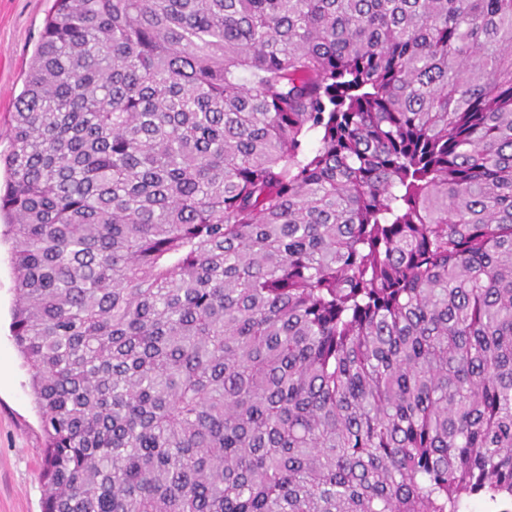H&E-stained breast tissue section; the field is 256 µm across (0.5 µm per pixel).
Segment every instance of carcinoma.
Wrapping results in <instances>:
<instances>
[{
	"mask_svg": "<svg viewBox=\"0 0 512 512\" xmlns=\"http://www.w3.org/2000/svg\"><path fill=\"white\" fill-rule=\"evenodd\" d=\"M13 122L43 512H512V0H54Z\"/></svg>",
	"mask_w": 512,
	"mask_h": 512,
	"instance_id": "carcinoma-1",
	"label": "carcinoma"
}]
</instances>
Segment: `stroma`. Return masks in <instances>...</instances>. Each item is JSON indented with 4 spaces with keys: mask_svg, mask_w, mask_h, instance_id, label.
Segmentation results:
<instances>
[{
    "mask_svg": "<svg viewBox=\"0 0 512 512\" xmlns=\"http://www.w3.org/2000/svg\"><path fill=\"white\" fill-rule=\"evenodd\" d=\"M53 0H0V153L12 137L14 101ZM14 280L0 259V512H41L45 438L30 377L10 333Z\"/></svg>",
    "mask_w": 512,
    "mask_h": 512,
    "instance_id": "1",
    "label": "stroma"
}]
</instances>
